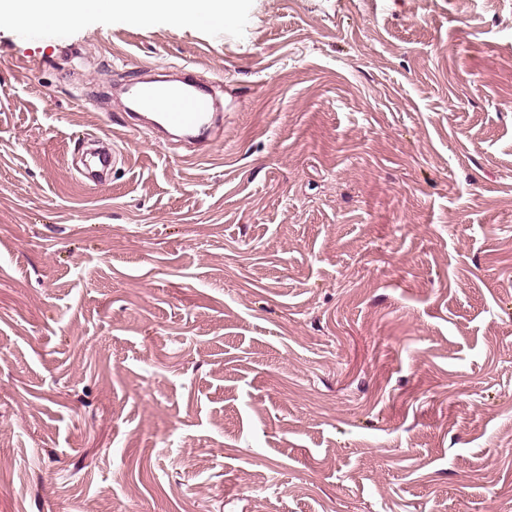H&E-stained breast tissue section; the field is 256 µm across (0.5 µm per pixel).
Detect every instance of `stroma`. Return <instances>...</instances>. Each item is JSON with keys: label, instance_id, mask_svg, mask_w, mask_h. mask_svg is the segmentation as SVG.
<instances>
[{"label": "stroma", "instance_id": "1", "mask_svg": "<svg viewBox=\"0 0 512 512\" xmlns=\"http://www.w3.org/2000/svg\"><path fill=\"white\" fill-rule=\"evenodd\" d=\"M231 5L0 24V512H512V0ZM148 81L127 84L131 105L144 112H132L145 124L172 133L195 151L209 144L223 125V113L207 88L183 82L158 85Z\"/></svg>", "mask_w": 512, "mask_h": 512}]
</instances>
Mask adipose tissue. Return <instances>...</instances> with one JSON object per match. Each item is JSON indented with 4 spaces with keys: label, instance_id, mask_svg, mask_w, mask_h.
<instances>
[{
    "label": "adipose tissue",
    "instance_id": "obj_1",
    "mask_svg": "<svg viewBox=\"0 0 512 512\" xmlns=\"http://www.w3.org/2000/svg\"><path fill=\"white\" fill-rule=\"evenodd\" d=\"M95 8L117 12L134 21L160 13L174 22L199 16L227 21L232 18L224 0H0V23L65 19L78 24Z\"/></svg>",
    "mask_w": 512,
    "mask_h": 512
}]
</instances>
